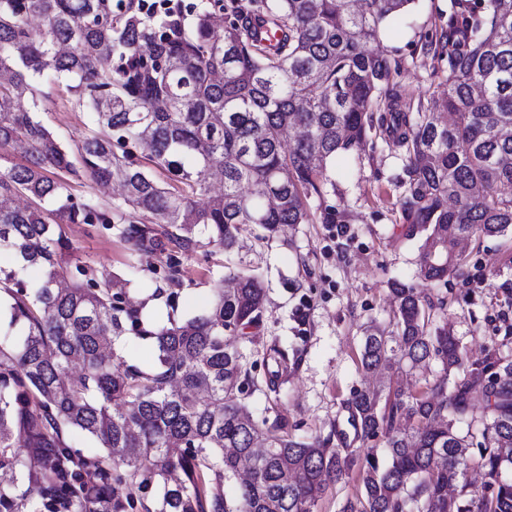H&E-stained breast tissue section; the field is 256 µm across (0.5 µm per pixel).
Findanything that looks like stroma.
I'll return each mask as SVG.
<instances>
[{
	"label": "stroma",
	"instance_id": "obj_1",
	"mask_svg": "<svg viewBox=\"0 0 512 512\" xmlns=\"http://www.w3.org/2000/svg\"><path fill=\"white\" fill-rule=\"evenodd\" d=\"M449 0H415L406 14L391 22L377 45L390 62L399 63L403 94L416 99L443 80L441 65L422 51L428 32L448 15ZM38 114L42 124L67 149L95 126L92 113L73 107L65 87L41 82ZM403 150L392 142L337 155L328 166L331 182L313 208L335 206L332 224H298L287 241L264 243L244 238L234 264L260 273L266 303L250 343L243 348L252 378L264 381L275 365L273 346L286 348L288 371L278 397L246 386L243 396L254 418L285 419L288 430L309 441L344 432L343 447L366 456L382 451L384 437L357 438L347 402L354 391L372 384L358 357L363 332L373 325L391 327V284L416 281L422 233H409L401 221ZM75 256L91 266L99 280L118 275L129 279V298L139 303L156 288L177 292L176 312L189 318L201 312L213 288L227 272L224 252L210 245L180 253V282L165 280L166 256L148 257V269L127 265L126 243L99 225L64 227ZM425 301L438 311L434 323L447 327L462 346L466 364L491 357L512 358V234L473 236L460 261L458 275L424 290Z\"/></svg>",
	"mask_w": 512,
	"mask_h": 512
}]
</instances>
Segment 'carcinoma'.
Here are the masks:
<instances>
[{
	"label": "carcinoma",
	"mask_w": 512,
	"mask_h": 512,
	"mask_svg": "<svg viewBox=\"0 0 512 512\" xmlns=\"http://www.w3.org/2000/svg\"><path fill=\"white\" fill-rule=\"evenodd\" d=\"M414 2L226 0L219 30L210 11L187 29L171 7L142 0H0V72L10 75L0 82V152L25 149L24 162L0 170V512H127L148 497L153 512H313L349 476L355 458L332 436L300 441L279 420L256 421L241 398L249 373L233 343L250 340L262 317L258 275L231 271L206 313L153 324L142 310L162 292L130 306L129 281L98 280L73 258L62 225L114 228L139 261L154 252L152 224L179 250L206 240L226 253L256 227L269 242L317 215L334 224L336 208L317 214L310 199L323 196L331 159L377 131L404 148L402 217L426 232L416 278L455 274L461 241L512 232V0H450L425 43L446 64L447 92L415 105L398 68L367 50ZM42 80L95 114L77 151L92 182L121 187L111 210L62 177L76 170L35 118ZM297 129L305 134L285 146ZM217 167L224 191L211 196ZM18 196L30 203L12 204ZM391 293L395 329L365 330L360 365L417 379L350 399L360 438L386 439L387 464L366 456L362 493L343 512H448L450 486L456 512H512V359L456 377L459 345L432 325L435 305L412 285ZM127 332L150 345L149 362L117 361ZM432 361L440 369L427 377ZM74 364L81 373L69 378ZM475 403L482 428L461 434L455 423ZM68 432L103 454L73 448ZM472 445L486 477L479 489L460 482ZM21 447L39 453L26 458ZM242 471L229 501L224 483Z\"/></svg>",
	"instance_id": "carcinoma-1"
}]
</instances>
